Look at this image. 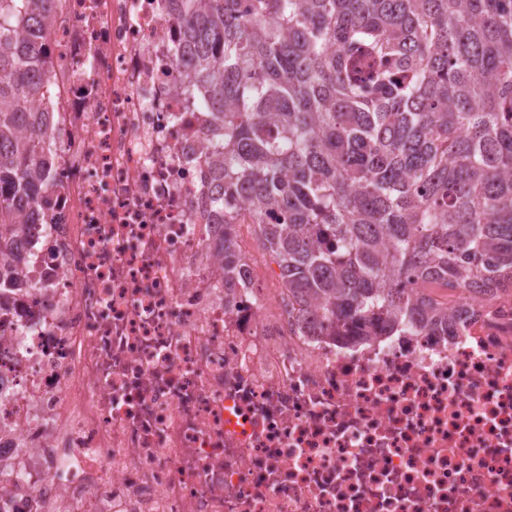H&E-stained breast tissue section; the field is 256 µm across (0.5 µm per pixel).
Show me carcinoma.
Returning a JSON list of instances; mask_svg holds the SVG:
<instances>
[{
    "instance_id": "carcinoma-1",
    "label": "carcinoma",
    "mask_w": 512,
    "mask_h": 512,
    "mask_svg": "<svg viewBox=\"0 0 512 512\" xmlns=\"http://www.w3.org/2000/svg\"><path fill=\"white\" fill-rule=\"evenodd\" d=\"M224 208L323 342L448 335L436 284L512 295V0H177ZM46 0H0V238L51 187Z\"/></svg>"
}]
</instances>
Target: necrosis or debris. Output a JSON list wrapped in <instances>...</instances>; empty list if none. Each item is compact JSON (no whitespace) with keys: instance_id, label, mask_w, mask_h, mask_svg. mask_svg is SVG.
<instances>
[{"instance_id":"necrosis-or-debris-1","label":"necrosis or debris","mask_w":512,"mask_h":512,"mask_svg":"<svg viewBox=\"0 0 512 512\" xmlns=\"http://www.w3.org/2000/svg\"><path fill=\"white\" fill-rule=\"evenodd\" d=\"M49 221L0 249L10 512H512V297L447 337L328 345L238 239L169 0H53Z\"/></svg>"}]
</instances>
